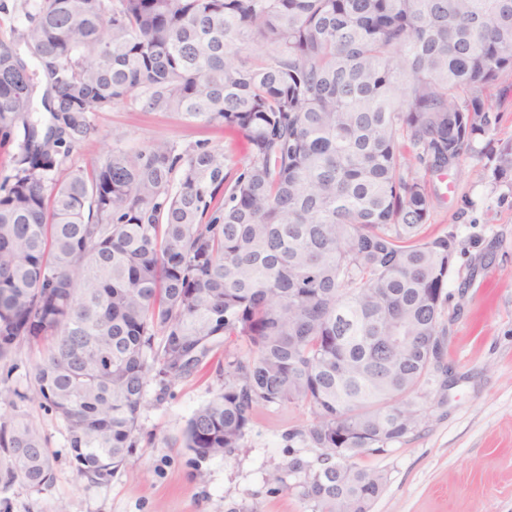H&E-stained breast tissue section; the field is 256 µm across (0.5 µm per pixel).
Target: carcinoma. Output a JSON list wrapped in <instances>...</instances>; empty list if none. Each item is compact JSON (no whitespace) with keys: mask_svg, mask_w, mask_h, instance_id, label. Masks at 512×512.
I'll return each instance as SVG.
<instances>
[{"mask_svg":"<svg viewBox=\"0 0 512 512\" xmlns=\"http://www.w3.org/2000/svg\"><path fill=\"white\" fill-rule=\"evenodd\" d=\"M0 38V366L44 344L34 393L79 475L109 480L138 440L146 383L187 378L245 340L246 361L182 432L192 465L231 454L260 404L304 403L317 464L293 458L314 512H371L385 475L354 458L414 431L443 362L453 232L425 235L426 175L498 114L512 0H19ZM47 78L37 85L30 61ZM118 104L222 124L246 154L198 142L67 155ZM11 407L31 400L0 386ZM54 454L23 413L0 425V488L40 489Z\"/></svg>","mask_w":512,"mask_h":512,"instance_id":"obj_1","label":"carcinoma"}]
</instances>
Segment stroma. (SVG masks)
<instances>
[{
    "mask_svg": "<svg viewBox=\"0 0 512 512\" xmlns=\"http://www.w3.org/2000/svg\"><path fill=\"white\" fill-rule=\"evenodd\" d=\"M483 96L498 113L494 131L476 139L456 167L427 177L434 199L427 232H454L458 243L441 316L449 371L422 382L423 417L413 432L357 457L359 467L387 478L371 512H512V173L493 176L496 149L512 145V73ZM91 121L95 134L64 167L89 169L115 143L135 149L164 140L181 152L206 140L235 156L244 146L221 126L127 104L92 113ZM249 356L238 340L168 390L149 381L130 463L100 484L78 476L65 424L25 403L55 454L53 480L41 490L15 481L6 493L10 512H230L241 504L250 512H311L298 478L280 490L267 481L292 458L313 462L320 454L300 436L312 420L305 404L258 406L240 448L197 470L181 445L188 419L222 388L227 359Z\"/></svg>",
    "mask_w": 512,
    "mask_h": 512,
    "instance_id": "obj_1",
    "label": "stroma"
}]
</instances>
